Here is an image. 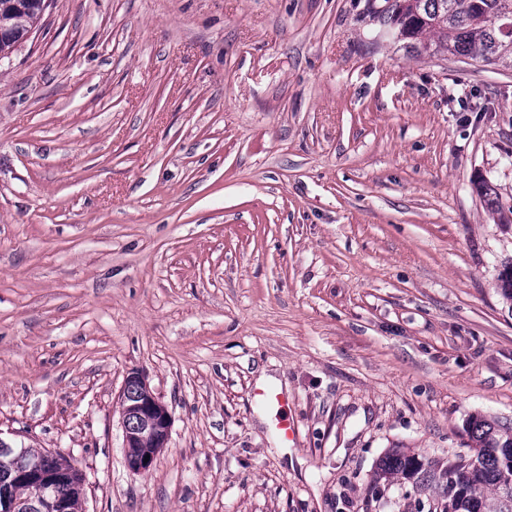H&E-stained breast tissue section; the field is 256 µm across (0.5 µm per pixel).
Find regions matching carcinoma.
<instances>
[{
    "label": "carcinoma",
    "instance_id": "cac0c4a2",
    "mask_svg": "<svg viewBox=\"0 0 512 512\" xmlns=\"http://www.w3.org/2000/svg\"><path fill=\"white\" fill-rule=\"evenodd\" d=\"M0 13V55L11 53L39 23L46 0H17ZM382 17L392 35L415 42L421 51L480 60L512 69V0H382ZM475 193L500 221H512L492 183L472 180ZM501 296L512 303V263L498 279ZM473 454L453 460L393 448L379 462L375 479L411 486L417 512H512V427L481 415L471 418Z\"/></svg>",
    "mask_w": 512,
    "mask_h": 512
}]
</instances>
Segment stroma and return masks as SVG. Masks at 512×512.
<instances>
[{"instance_id":"35a3bbf8","label":"stroma","mask_w":512,"mask_h":512,"mask_svg":"<svg viewBox=\"0 0 512 512\" xmlns=\"http://www.w3.org/2000/svg\"><path fill=\"white\" fill-rule=\"evenodd\" d=\"M366 0H46L0 58V436L85 512H414L395 447L512 426V70ZM139 372L172 419L124 462ZM288 398L296 438L254 402ZM471 183L473 190L483 200L486 208L491 212L498 214L500 221L504 223H511V217L508 216L507 212L511 215L512 208H507V212L505 211L492 183L482 177H477L472 180Z\"/></svg>"}]
</instances>
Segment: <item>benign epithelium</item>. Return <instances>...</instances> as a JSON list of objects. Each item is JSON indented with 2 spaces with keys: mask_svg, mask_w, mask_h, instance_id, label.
Listing matches in <instances>:
<instances>
[{
  "mask_svg": "<svg viewBox=\"0 0 512 512\" xmlns=\"http://www.w3.org/2000/svg\"><path fill=\"white\" fill-rule=\"evenodd\" d=\"M136 384L133 394L122 392L121 423L124 447L136 448L138 453L126 454L129 470L145 472L159 450L166 447L171 415L146 381L136 373L130 374ZM150 460H145V456ZM0 458L8 460L7 477L14 484H25L31 491L27 499L26 512H73L72 497L58 491L62 483L59 474L47 459L27 454L16 442L0 436Z\"/></svg>",
  "mask_w": 512,
  "mask_h": 512,
  "instance_id": "7a95c632",
  "label": "benign epithelium"
}]
</instances>
